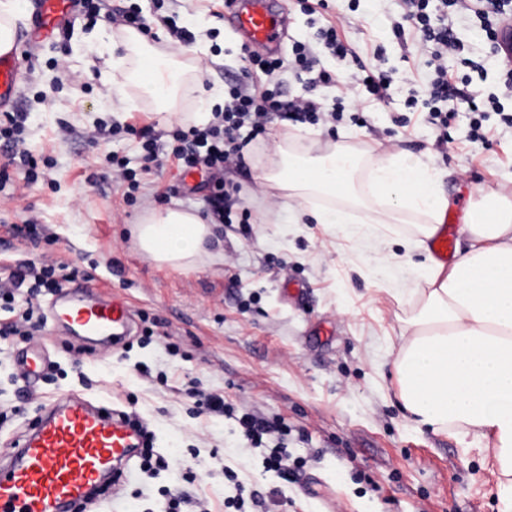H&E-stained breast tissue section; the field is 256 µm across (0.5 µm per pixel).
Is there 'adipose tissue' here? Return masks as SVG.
I'll list each match as a JSON object with an SVG mask.
<instances>
[{"mask_svg":"<svg viewBox=\"0 0 512 512\" xmlns=\"http://www.w3.org/2000/svg\"><path fill=\"white\" fill-rule=\"evenodd\" d=\"M125 44L138 51L133 63L107 59L112 69L127 71L121 110L134 109L142 95L172 116L187 97L198 107L194 122L209 120L223 92L205 89L198 77L183 79L172 58L158 56L137 31H127ZM260 178L278 191L294 223L374 238L377 269L411 267L410 283L395 291L405 313L392 361L402 408L416 425L472 434L491 446L500 512H512V196L495 192L470 206L462 227L467 248L446 266L428 247L448 206L437 191L442 175L421 160L361 156L337 144L313 154L287 136L266 156ZM374 198L381 207L373 225L354 223L353 210ZM412 217L417 224L403 253L387 249L386 225ZM131 234L151 260L185 271L224 249L217 225L178 208L148 209Z\"/></svg>","mask_w":512,"mask_h":512,"instance_id":"ef3b65f1","label":"adipose tissue"}]
</instances>
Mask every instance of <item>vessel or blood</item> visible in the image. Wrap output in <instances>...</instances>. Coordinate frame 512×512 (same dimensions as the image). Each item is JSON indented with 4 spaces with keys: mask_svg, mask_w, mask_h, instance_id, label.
<instances>
[{
    "mask_svg": "<svg viewBox=\"0 0 512 512\" xmlns=\"http://www.w3.org/2000/svg\"><path fill=\"white\" fill-rule=\"evenodd\" d=\"M31 25L24 44L0 51V108L15 106L20 95L25 51L55 38L77 18L79 0H32ZM244 45L276 49L285 34L283 17L270 0H236L231 17ZM445 227L430 241L439 262L454 253L447 225L458 215L447 212ZM53 327L101 351L130 334L133 309L126 298L99 288L60 289L45 308ZM43 343L27 345L17 359L23 385L36 384L49 368ZM145 444L136 417L79 394H62L46 402L37 422L0 455V512H80L96 503L105 485L120 487L129 462Z\"/></svg>",
    "mask_w": 512,
    "mask_h": 512,
    "instance_id": "vessel-or-blood-1",
    "label": "vessel or blood"
}]
</instances>
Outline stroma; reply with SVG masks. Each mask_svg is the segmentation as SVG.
Segmentation results:
<instances>
[{
    "label": "stroma",
    "mask_w": 512,
    "mask_h": 512,
    "mask_svg": "<svg viewBox=\"0 0 512 512\" xmlns=\"http://www.w3.org/2000/svg\"><path fill=\"white\" fill-rule=\"evenodd\" d=\"M325 2L312 14L307 0H285L284 48L315 43L324 20L342 21L341 35L356 55L320 51L323 65L341 79L322 88V97L340 96L361 60L393 73L394 99L366 104L358 124L347 118L297 128L269 123L242 165L224 173L225 184L235 187L224 255L196 271L156 265L124 230L154 205L205 212L206 189L182 183L169 162L162 174L140 172L134 135L122 131L95 144L86 138L101 119L160 130L183 126L196 105L183 101L168 121L158 104L145 100L113 117L117 100L102 79L104 60L84 41L106 30L122 56L115 20L124 12L138 11L146 20L155 48L161 17L190 29L201 17L212 40L203 81L225 86L238 76L244 54L225 0H101L97 21L76 20L66 35L31 53L18 109L29 115L27 141L36 157L54 165L34 183L10 169L0 193V252L32 261L45 253L78 268L74 286L125 295L135 322L124 347L85 357L79 367L76 344L44 326L54 368L28 397L13 382L18 344L0 342V403L9 408L0 443L19 435L46 400L62 393L79 392L139 415L167 465L138 473L100 512H159L175 490L188 498L182 512H498L491 449L416 427L401 407L387 360L401 328L394 290L410 280L409 269L383 279L371 245L324 224L289 223L258 177L257 158L292 134L317 149L342 143L403 153L442 170L440 192L449 207L464 209L482 195L512 192V130L492 118L487 143L470 142V115L460 112L447 143H439L425 109L408 102L410 90L423 86L426 57L416 35L399 39L390 29L399 0H384L381 15L353 0ZM110 153L137 170L136 190L110 175ZM31 216L49 234L36 247L8 232ZM286 280L299 284V292L285 294ZM211 393L223 396L232 416L203 411L201 398ZM245 412L280 425L288 474L266 466L268 448L244 440L236 417ZM242 490L256 493V501L239 502Z\"/></svg>",
    "instance_id": "obj_1"
}]
</instances>
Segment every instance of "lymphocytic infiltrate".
I'll return each instance as SVG.
<instances>
[{
	"label": "lymphocytic infiltrate",
	"mask_w": 512,
	"mask_h": 512,
	"mask_svg": "<svg viewBox=\"0 0 512 512\" xmlns=\"http://www.w3.org/2000/svg\"><path fill=\"white\" fill-rule=\"evenodd\" d=\"M471 14L479 19L478 35L497 50L499 27L505 17L512 16V0H402V13L391 20L395 36H403L406 29L419 32L423 50L428 52L430 73L424 84V104L429 109V120L439 140H447L448 124L460 106L472 112L471 137L485 141L487 134L483 120L488 108L496 106L495 97L484 96L471 78L472 72L482 71L483 62L467 57L465 47L455 33L458 17ZM455 55L467 68L464 76L452 77L444 64L447 56ZM287 69L304 76V92L294 99L282 100L271 79L276 71ZM243 79L230 87L224 98V107L212 114L204 126L177 128L170 135H163L154 126L132 128L141 149L142 169L151 171L162 168L164 157H171L181 169L189 171L206 167L213 176L207 185L208 216L215 223H231V206L224 189L221 174L230 165L242 164L243 149L247 144L241 135L243 127H250L253 134H261L271 118L277 117L294 125H315L322 121H340L344 108L359 112L364 100L388 102L392 79L387 72L363 68L361 77L345 84L344 102L324 108L317 98L319 88L335 83L337 77L320 65L314 49L297 42L285 58H262L246 55L241 66ZM28 115L8 112L0 118V156L7 165L23 170L27 182H37L38 162L28 147L25 131ZM65 266L57 260L20 261L11 269L10 289L0 290V299L14 300L16 291L26 290L29 306L14 321L0 325V337H20L22 341L34 339L43 325V317L35 304L36 299L62 288L68 277Z\"/></svg>",
	"instance_id": "f902f5d3"
}]
</instances>
